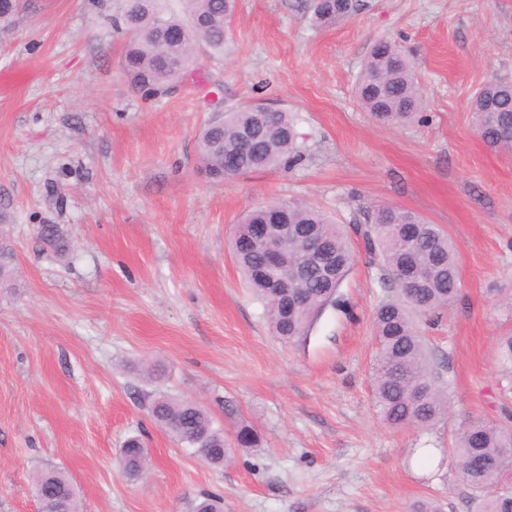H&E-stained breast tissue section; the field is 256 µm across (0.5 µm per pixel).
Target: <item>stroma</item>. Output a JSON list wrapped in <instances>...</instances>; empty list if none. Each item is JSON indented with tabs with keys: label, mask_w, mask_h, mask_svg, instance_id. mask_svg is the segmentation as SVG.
Instances as JSON below:
<instances>
[{
	"label": "stroma",
	"mask_w": 512,
	"mask_h": 512,
	"mask_svg": "<svg viewBox=\"0 0 512 512\" xmlns=\"http://www.w3.org/2000/svg\"><path fill=\"white\" fill-rule=\"evenodd\" d=\"M0 31V207L12 219L17 287L0 293V512H37L31 473L54 465L84 512H186L201 493L224 512H476L448 448L471 421L512 415V155L477 134L470 100L512 82V0H356L312 27L307 0H236L225 55L198 46L203 78L147 96L120 68L123 0H18ZM395 43L424 93L419 118L378 124L354 86L370 48ZM257 99L296 118L302 161L221 182L198 168L211 104ZM309 201L349 225L392 204L445 228L459 293L423 325L448 391L428 428H392L371 395L381 273L361 245L306 346L270 332L229 248L241 214ZM58 224L68 251L43 250ZM164 373L144 378L145 363ZM161 392L199 402L223 429L216 467L176 445L142 406ZM261 443L241 447V425ZM144 434L153 466L116 465Z\"/></svg>",
	"instance_id": "1"
}]
</instances>
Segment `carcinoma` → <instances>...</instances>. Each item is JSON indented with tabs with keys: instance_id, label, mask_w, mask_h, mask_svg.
Returning a JSON list of instances; mask_svg holds the SVG:
<instances>
[{
	"instance_id": "obj_1",
	"label": "carcinoma",
	"mask_w": 512,
	"mask_h": 512,
	"mask_svg": "<svg viewBox=\"0 0 512 512\" xmlns=\"http://www.w3.org/2000/svg\"><path fill=\"white\" fill-rule=\"evenodd\" d=\"M127 0L120 27L126 41L120 60L123 74L136 90L154 95L182 75L161 59L180 60L202 43L224 53L235 0ZM316 26L334 23L355 9L351 0H310ZM360 107L384 125L412 118L423 95L408 58L388 41L376 43L356 81ZM260 102L225 108L198 139L199 163L215 181L226 179L224 162L236 173L286 168L301 159L294 117L285 110L259 119ZM475 127L483 141L512 153V137L500 132L512 124V84L481 88L471 101ZM254 224H281L283 238L272 243L253 232ZM243 231L234 237L233 254L248 284L264 302L271 333L286 344L307 340L323 310L337 302L341 281L353 264L352 244L341 226L305 202L271 201L243 216ZM370 262L389 276L390 295L374 311L375 355L372 398L383 422L392 428H426L447 413L448 396L436 382L430 352L413 314L436 313L448 307L459 291L458 253L448 233L418 213L396 206L371 205L353 224ZM322 247L320 257L304 249L307 236ZM40 241L64 251L66 241L56 224H44ZM279 251L275 272L267 266L271 246ZM151 421L179 445L194 448L211 465L224 464V433L204 407L192 400L154 395L147 400ZM245 448L259 445L249 425L237 431ZM462 480L475 493L478 512H512V425L478 420L457 433L448 449ZM146 442L128 438L118 458L125 478L134 482L149 470ZM43 512H83L75 482L60 468L47 466L30 477ZM190 512H223L219 498L204 495L189 504Z\"/></svg>"
}]
</instances>
